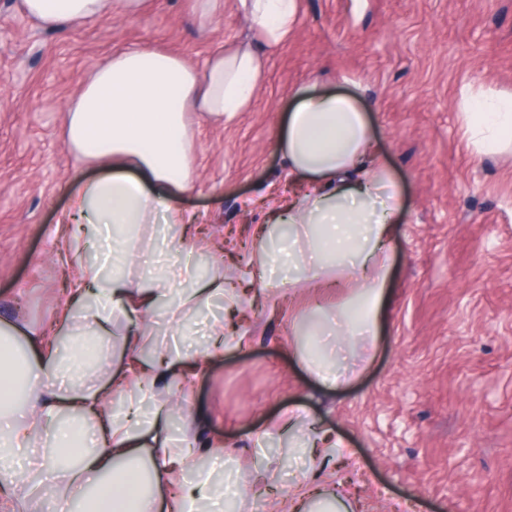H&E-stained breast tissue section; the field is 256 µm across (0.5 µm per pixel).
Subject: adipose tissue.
Instances as JSON below:
<instances>
[{
	"instance_id": "1",
	"label": "adipose tissue",
	"mask_w": 512,
	"mask_h": 512,
	"mask_svg": "<svg viewBox=\"0 0 512 512\" xmlns=\"http://www.w3.org/2000/svg\"><path fill=\"white\" fill-rule=\"evenodd\" d=\"M143 0H22L25 14L50 29L79 27L106 16L129 15ZM263 44L218 46L205 68L148 46L120 49L92 65L80 91L65 108V144L79 160L93 163L100 177L84 184L68 220L80 223L95 255L80 265L74 290L81 307H66L61 322L72 336L71 359L62 364L51 339L28 338V351L11 353L10 331L0 332V379L18 381L22 399L0 397V484L18 475V451L41 441L47 452L45 479L37 492L55 496L66 488V505L83 512H157L155 491L174 485L176 474L192 476L196 493L174 500V512H209V471L187 453H171L163 434L166 405L141 419V400L158 376L157 367L182 382L192 374L182 356L162 352L156 365L140 368L135 389L119 410H111L113 387L79 383L97 338L108 335L116 315L134 319L158 309L174 317L182 309L200 311L223 295L221 280L195 278L186 245L171 241L167 271L146 269L139 281L120 274L143 247L136 227L180 224V198L193 177V140L188 113L203 112L227 124L248 111L266 74L265 49L284 43L298 16V0H237ZM468 139L477 151L512 145V95L466 89L461 95ZM372 128L354 97L310 93L297 97L277 138L289 179L311 178L310 188L288 207L290 246L269 251L258 245L259 264L271 286V271L292 267L289 285L325 281L353 284L336 313L314 306L309 322L315 335L335 337V352L300 348L307 369L326 386L346 385L354 374L339 365L347 338L374 345L391 269L390 242L403 195L383 161L368 151ZM157 445L150 464L140 460L142 438ZM320 470L305 473L282 512H350L347 492L320 483Z\"/></svg>"
}]
</instances>
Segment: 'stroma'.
<instances>
[{
	"label": "stroma",
	"mask_w": 512,
	"mask_h": 512,
	"mask_svg": "<svg viewBox=\"0 0 512 512\" xmlns=\"http://www.w3.org/2000/svg\"><path fill=\"white\" fill-rule=\"evenodd\" d=\"M196 11L197 0H146L136 14L49 30L20 0H0V328H19L17 345L56 336L64 286L91 257L62 222L97 174L64 142L65 106L87 68L124 47L201 68L214 46L248 32L234 0L205 31ZM266 57L249 111L224 125L189 115L195 174L181 205L206 231L188 245L209 275L249 278L256 229L306 189L276 147L297 94L352 95L406 199L389 297L374 351L356 348L359 372L336 389L299 361L291 325L313 303L335 310L347 289L256 296L190 387L166 377L152 389L170 410L173 448L191 445L229 480L225 512H279L304 468L290 434L312 421L348 449L322 477L348 488L355 512H512V149L476 154L459 114L464 88L512 92V0H299L294 33ZM227 307L217 297L185 316L182 354L207 348L203 322ZM129 326L114 319L89 381L127 370ZM297 407L306 420L284 428ZM37 480L34 467L20 472L28 496L0 490V512H54L30 493Z\"/></svg>",
	"instance_id": "1"
}]
</instances>
